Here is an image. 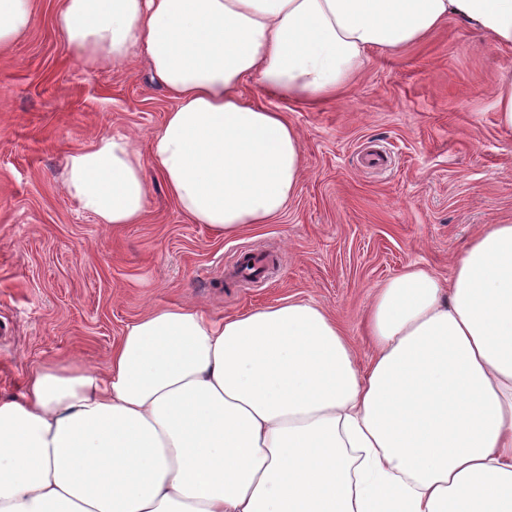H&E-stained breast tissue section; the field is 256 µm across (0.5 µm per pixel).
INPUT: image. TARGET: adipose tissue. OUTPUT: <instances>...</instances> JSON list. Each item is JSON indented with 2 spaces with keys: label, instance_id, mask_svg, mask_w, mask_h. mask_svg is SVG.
Returning a JSON list of instances; mask_svg holds the SVG:
<instances>
[{
  "label": "adipose tissue",
  "instance_id": "ef3b65f1",
  "mask_svg": "<svg viewBox=\"0 0 512 512\" xmlns=\"http://www.w3.org/2000/svg\"><path fill=\"white\" fill-rule=\"evenodd\" d=\"M39 0H0V52ZM512 49V0H57L85 68L141 60L173 100L140 151L104 134L68 153L66 194L138 223L146 167L219 237L296 196L298 129L374 51L447 21ZM256 81L272 100H246ZM358 370L342 327L285 301L221 320L178 306L126 326L103 366L47 361L0 397V512H512V224H489L440 282L388 280Z\"/></svg>",
  "mask_w": 512,
  "mask_h": 512
}]
</instances>
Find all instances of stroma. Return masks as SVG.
Listing matches in <instances>:
<instances>
[{
	"label": "stroma",
	"mask_w": 512,
	"mask_h": 512,
	"mask_svg": "<svg viewBox=\"0 0 512 512\" xmlns=\"http://www.w3.org/2000/svg\"><path fill=\"white\" fill-rule=\"evenodd\" d=\"M56 4L39 0L34 27L0 54L1 396L47 359L101 365L126 325L166 306L219 319L305 300L343 326L365 369L379 286L414 263L447 279L481 227L512 224V130L497 108L512 51L453 17L418 44L372 53L336 99L279 102L303 167L270 223L216 237L151 167L141 222L97 223L65 193L64 154L102 134L146 148L173 102L143 62L92 71L72 60ZM244 248L268 254L262 284L235 277Z\"/></svg>",
	"instance_id": "1"
}]
</instances>
